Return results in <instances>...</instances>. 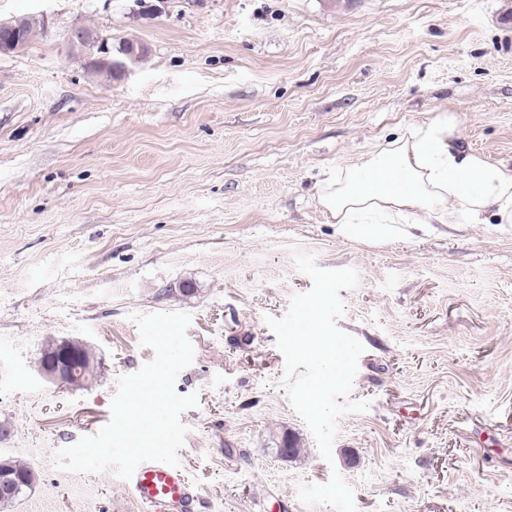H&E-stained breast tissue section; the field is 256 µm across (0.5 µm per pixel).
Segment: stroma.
Here are the masks:
<instances>
[{
    "mask_svg": "<svg viewBox=\"0 0 512 512\" xmlns=\"http://www.w3.org/2000/svg\"><path fill=\"white\" fill-rule=\"evenodd\" d=\"M47 21L0 56V456L36 474L12 512H140L113 473L56 469L97 433L120 376L153 360L132 313H190L198 393L179 451L196 512H334L299 483L338 470L357 512H512V224H339L318 195L454 109L462 144L512 166V0H0ZM85 25L144 44L112 75ZM352 268L338 325L365 351L333 460L293 412L265 316ZM191 294H183V287ZM79 340L95 381L39 371ZM303 449L281 457L284 437ZM69 41L73 50L96 47L97 56H93L89 60V66L96 71H106L112 74V71H120L125 66V62H117L112 59L109 38L100 35L97 31L83 26L74 27L70 31ZM89 351H92V349L82 341L52 340L45 345L41 358L52 362L59 359L63 354H67L75 361L82 359L84 364L90 369V378H93L95 374V357ZM40 372L47 380L63 387L75 389L83 385L82 378L73 372L72 362L66 357L50 364L41 363Z\"/></svg>",
    "mask_w": 512,
    "mask_h": 512,
    "instance_id": "obj_1",
    "label": "stroma"
}]
</instances>
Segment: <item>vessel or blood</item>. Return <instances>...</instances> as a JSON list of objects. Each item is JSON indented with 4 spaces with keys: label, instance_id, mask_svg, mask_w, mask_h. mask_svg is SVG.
<instances>
[{
    "label": "vessel or blood",
    "instance_id": "b4317fda",
    "mask_svg": "<svg viewBox=\"0 0 512 512\" xmlns=\"http://www.w3.org/2000/svg\"><path fill=\"white\" fill-rule=\"evenodd\" d=\"M126 487L142 512H192L198 498L182 467L162 462L139 465Z\"/></svg>",
    "mask_w": 512,
    "mask_h": 512
}]
</instances>
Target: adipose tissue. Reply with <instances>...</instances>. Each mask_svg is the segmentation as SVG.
I'll use <instances>...</instances> for the list:
<instances>
[{"mask_svg": "<svg viewBox=\"0 0 512 512\" xmlns=\"http://www.w3.org/2000/svg\"><path fill=\"white\" fill-rule=\"evenodd\" d=\"M456 115L411 126L337 173L319 195L340 224L356 218L452 224L512 223V166L490 164L453 137Z\"/></svg>", "mask_w": 512, "mask_h": 512, "instance_id": "1", "label": "adipose tissue"}]
</instances>
